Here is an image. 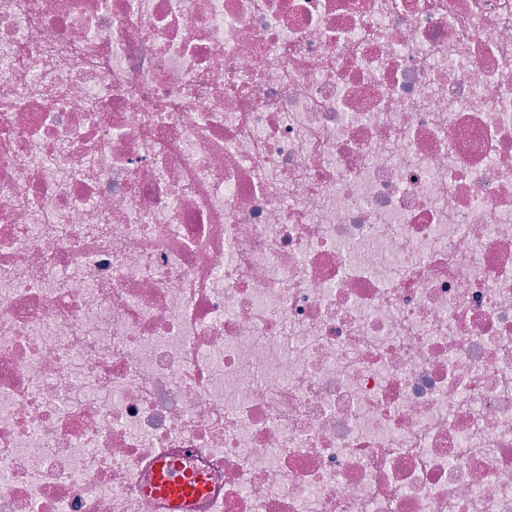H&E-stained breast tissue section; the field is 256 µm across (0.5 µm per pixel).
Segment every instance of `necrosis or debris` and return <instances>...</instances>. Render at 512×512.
<instances>
[{
	"label": "necrosis or debris",
	"instance_id": "necrosis-or-debris-1",
	"mask_svg": "<svg viewBox=\"0 0 512 512\" xmlns=\"http://www.w3.org/2000/svg\"><path fill=\"white\" fill-rule=\"evenodd\" d=\"M512 512V0H0V512ZM154 489L176 509L202 492L203 485L200 481L187 478L166 465H161L155 473Z\"/></svg>",
	"mask_w": 512,
	"mask_h": 512
}]
</instances>
